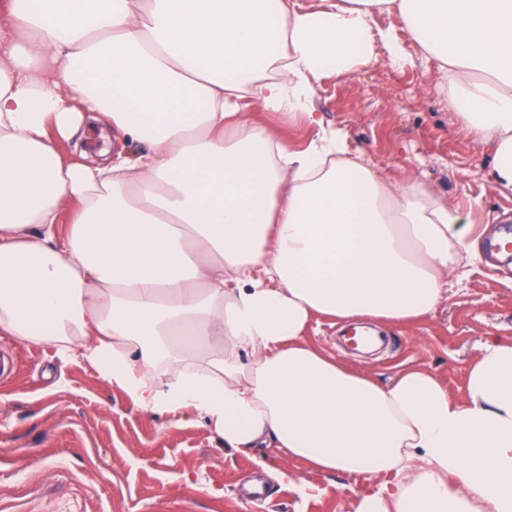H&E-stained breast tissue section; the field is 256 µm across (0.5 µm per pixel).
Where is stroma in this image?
<instances>
[{
	"label": "stroma",
	"instance_id": "1",
	"mask_svg": "<svg viewBox=\"0 0 512 512\" xmlns=\"http://www.w3.org/2000/svg\"><path fill=\"white\" fill-rule=\"evenodd\" d=\"M409 60L386 54L354 74L318 84L314 107L324 126L342 130L352 152L396 181L421 178L436 196L476 224L499 229L512 216V191L482 180L489 145L447 105L435 62L422 59L397 17H384ZM450 280L447 301L409 325L374 323L388 346L354 352L342 324L312 323L309 342L380 382L408 367L432 371L454 396L490 337L512 339V263L481 253ZM262 473L267 498L247 502L241 485ZM288 473L290 481L279 480ZM375 477L308 469L274 448L226 449L195 413L159 417L100 379L86 361L0 335V512H349Z\"/></svg>",
	"mask_w": 512,
	"mask_h": 512
}]
</instances>
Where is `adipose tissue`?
I'll return each instance as SVG.
<instances>
[{"label":"adipose tissue","mask_w":512,"mask_h":512,"mask_svg":"<svg viewBox=\"0 0 512 512\" xmlns=\"http://www.w3.org/2000/svg\"><path fill=\"white\" fill-rule=\"evenodd\" d=\"M398 15L512 189V0H8L0 24V335L88 361L225 447L369 474L351 512H512V340L463 398L387 383L309 344L312 321L410 323L477 259L460 210L386 179L318 126L284 144L252 108L313 121L315 86L386 51ZM119 145L70 162L86 119ZM74 201L65 212L66 201Z\"/></svg>","instance_id":"obj_1"}]
</instances>
